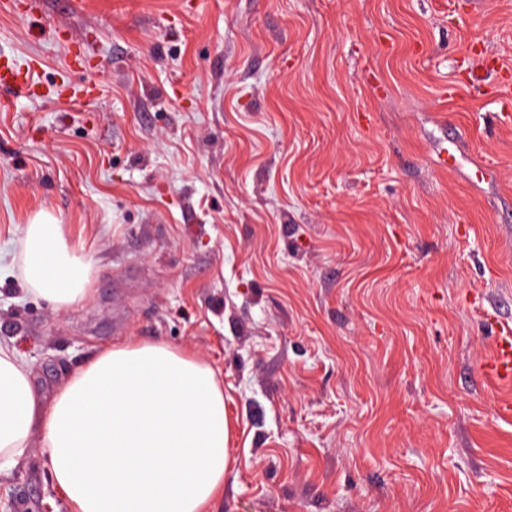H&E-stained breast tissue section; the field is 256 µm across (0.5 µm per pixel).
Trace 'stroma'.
<instances>
[{"label":"stroma","mask_w":512,"mask_h":512,"mask_svg":"<svg viewBox=\"0 0 512 512\" xmlns=\"http://www.w3.org/2000/svg\"><path fill=\"white\" fill-rule=\"evenodd\" d=\"M70 2L0 6L42 90H0V341L48 391L127 340L208 364L209 512H512L480 372L512 326V0ZM41 211L91 301L25 291ZM0 512H70L42 449Z\"/></svg>","instance_id":"35a3bbf8"}]
</instances>
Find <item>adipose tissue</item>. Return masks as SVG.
I'll return each instance as SVG.
<instances>
[{
	"instance_id": "1",
	"label": "adipose tissue",
	"mask_w": 512,
	"mask_h": 512,
	"mask_svg": "<svg viewBox=\"0 0 512 512\" xmlns=\"http://www.w3.org/2000/svg\"><path fill=\"white\" fill-rule=\"evenodd\" d=\"M94 260L47 212L25 227L29 293L57 310L91 300ZM224 393L213 370L162 342L127 341L74 367L52 395L0 342V473L45 450L71 512H208L230 468Z\"/></svg>"
}]
</instances>
